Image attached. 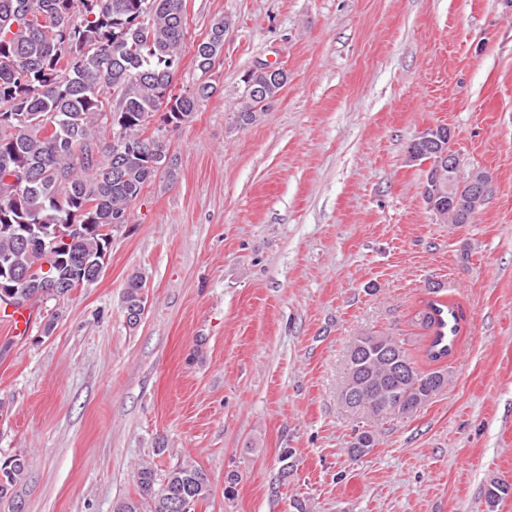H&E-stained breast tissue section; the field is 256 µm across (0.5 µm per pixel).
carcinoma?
<instances>
[{
  "instance_id": "obj_1",
  "label": "carcinoma",
  "mask_w": 512,
  "mask_h": 512,
  "mask_svg": "<svg viewBox=\"0 0 512 512\" xmlns=\"http://www.w3.org/2000/svg\"><path fill=\"white\" fill-rule=\"evenodd\" d=\"M228 23L213 21L198 42L193 62L197 88L175 97L170 109L160 100L171 89L186 47L185 0H0V304L16 308L61 300L96 281L88 264L103 267L109 226L129 223L128 209L144 187L161 175L172 181L175 163L164 142L146 136L151 118L178 128L218 92L207 74L224 52ZM288 78L251 70L245 83L261 86L263 98L245 93L238 112L244 125L257 120L280 94ZM422 164L448 150V127H436ZM27 183L10 191L9 176ZM427 171L424 195H437L433 213L458 223L448 203V180L436 184ZM49 265L39 280L22 278L35 263ZM147 281L128 280L123 304L144 303ZM357 365L347 363V380H369L358 404L384 418L407 413L436 396L447 384L442 370L419 371L392 337L366 334ZM0 499L12 494L27 472L22 456L0 459ZM208 475L187 461L157 482L152 466L139 469L140 499L115 502L113 512H172L171 499L187 495L208 500Z\"/></svg>"
}]
</instances>
